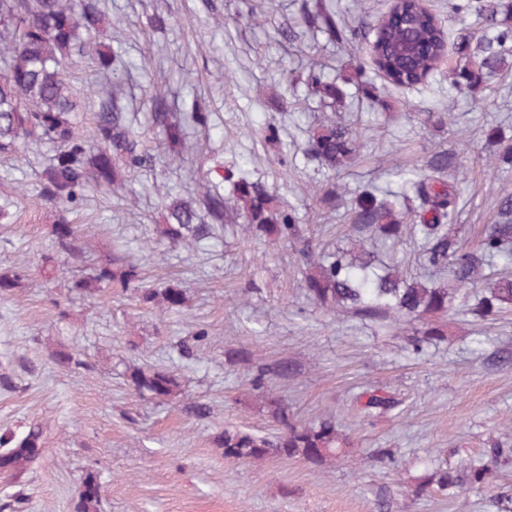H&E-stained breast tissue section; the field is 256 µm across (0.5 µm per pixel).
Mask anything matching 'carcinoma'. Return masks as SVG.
Returning a JSON list of instances; mask_svg holds the SVG:
<instances>
[{
    "label": "carcinoma",
    "mask_w": 512,
    "mask_h": 512,
    "mask_svg": "<svg viewBox=\"0 0 512 512\" xmlns=\"http://www.w3.org/2000/svg\"><path fill=\"white\" fill-rule=\"evenodd\" d=\"M471 11L480 28L459 37L457 53L462 63L448 68V85L463 95L479 97L485 78L508 65L507 44L512 42V0H448V19ZM303 25L328 35L340 46H350L359 38L358 30L343 24L336 12L322 0H306L301 12ZM104 13L98 0H0V149L14 147L23 137L37 136L56 148L50 164L43 170L42 197L65 207L91 186L95 190L117 192L124 187L117 165L128 170L151 168L156 158L142 149L136 132L117 102L95 114V144L90 146L79 133L73 113L81 99L69 82L67 68L73 57H87L101 70L122 64L117 56H107L98 42ZM443 27L433 21L420 5L412 3L397 18L387 23L378 46L376 67L396 86H414L435 69L446 47ZM316 90L329 98L343 94L337 79L324 80L317 65L308 74ZM210 113L198 107L186 114L168 111L167 90L160 87L151 95L149 122L178 155L186 149L185 125H209ZM364 148V142L347 124L327 122L309 140L307 153L322 168L338 172ZM459 162L454 152L436 148L429 152L426 171L401 175L402 185L414 190L417 208L400 211L391 195L369 189L352 196L346 210L348 251L324 252L313 247L293 209L277 203L261 181L241 174L231 181L224 194V176L212 170L199 186V201L212 220L199 223L195 203L174 198L168 206L164 236L189 250L213 237L214 224L224 223V213L232 208L244 218L243 233L258 232L269 244H290L302 255L310 273L305 277L307 297L327 311L347 312L363 324L388 327L407 325L405 335L416 353L445 341L442 316L452 310L454 294L475 288L480 280L491 282L486 293L475 292L467 301V311L484 320L512 307V276L490 277L499 264L512 266V191L500 192L496 215L477 251L464 248L457 229L450 224L458 206L456 177ZM337 186L318 183L314 196L325 208L336 210ZM79 227L64 222L55 228L54 246L70 258H78L74 239ZM419 237L422 257L428 266L448 271V282L407 281L397 266L384 263L379 254L400 242L407 234ZM139 281L138 266L117 253L112 265L97 270L91 282L74 287L123 288ZM143 304L163 305L173 310L183 303L179 288L140 289ZM294 366L285 358L252 364L253 390L278 424L275 432L260 434L245 429L226 428L217 436L224 457L237 461L259 462L302 459L313 465L346 453L352 447L348 435L339 431L334 416L327 414L303 423L288 414V406L273 392L272 380L288 381ZM138 391L157 398L175 394V379L160 371L138 373ZM363 412L385 414L397 402L379 389L365 390L357 397ZM43 425L29 424L25 432L0 433V474L18 481L42 454ZM487 465L461 462L459 471L435 469L422 476V494L445 492L464 478L480 488L489 482ZM96 482H86L76 512H91L99 494L92 491Z\"/></svg>",
    "instance_id": "obj_1"
}]
</instances>
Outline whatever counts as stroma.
Masks as SVG:
<instances>
[{
    "label": "stroma",
    "instance_id": "obj_1",
    "mask_svg": "<svg viewBox=\"0 0 512 512\" xmlns=\"http://www.w3.org/2000/svg\"><path fill=\"white\" fill-rule=\"evenodd\" d=\"M244 3L101 0L106 14L128 19L123 33L109 29L101 37L128 69L115 77L76 58L72 85L93 86L76 120L91 135L101 100L118 90L128 120L157 156L154 168L130 173L119 194L88 190L56 208L41 197L52 146L22 141L28 163L20 168L0 151V206L8 208L0 218V272L14 277L0 295V378L11 380L0 385V432L47 425L42 457L20 482L0 479V504L22 492L20 512H75L91 479L100 488L98 512H512L510 461L492 465L489 484L479 489L415 492L427 460L452 469L463 459L488 464L495 444L512 450V364L493 363L496 354L512 353V310L484 320L450 313L447 342L418 355L400 330L312 305L303 261L290 245L274 248L228 225L195 252L172 244L162 235L168 201L153 191L164 182L189 200L204 172H234L243 163L295 209L319 248L346 246L347 203L332 212L318 205L308 186L323 175L304 156L311 131L334 119L352 124L366 143L334 177L351 193L370 183L399 190L396 168L421 169L431 147L459 150L465 177L455 224L464 245L476 248L499 190L512 189V168L494 174L477 157L486 125H501L512 138V68L492 74L476 101L449 88L444 66L420 84L390 87L369 69L367 45L340 47L304 29L284 40L280 31L296 24L303 0H277L256 28L238 17ZM158 14L169 16L166 30L152 27ZM313 62L343 80L342 98H322L308 83ZM360 63L376 96L350 80ZM289 69L295 79H286ZM162 82L177 111H191L199 99L210 110L209 128H186L194 155L174 156L149 123L150 96ZM450 108L456 126L423 120ZM270 127L278 143L265 142ZM62 218L81 228L82 259L54 249L52 228ZM148 239L157 241L156 254L143 251ZM119 249L137 263L143 285L183 289L182 306L161 315L133 289H72ZM244 349L294 359L299 376L278 387L289 412L306 422L333 414L354 440L357 464L253 466L225 458L214 442L224 428L274 426L252 400ZM61 352L73 365L56 362ZM147 368L171 375L177 396L138 393L134 376ZM369 387L394 393L397 409L361 414L356 397ZM195 400L210 405L207 418L185 413ZM379 448L394 449L393 465L374 463Z\"/></svg>",
    "mask_w": 512,
    "mask_h": 512
}]
</instances>
